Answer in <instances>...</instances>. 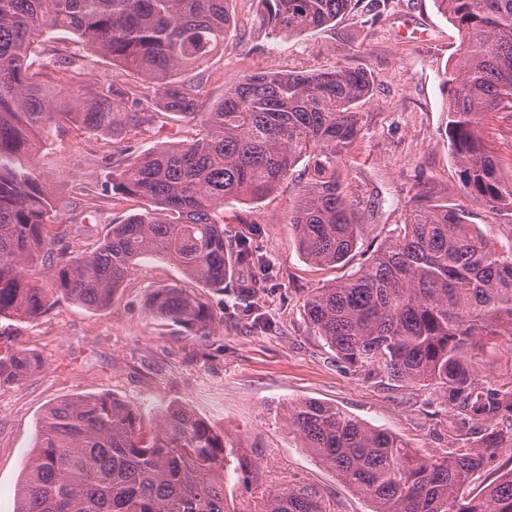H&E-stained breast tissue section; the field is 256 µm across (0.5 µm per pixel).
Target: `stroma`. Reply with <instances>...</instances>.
Wrapping results in <instances>:
<instances>
[{
    "label": "stroma",
    "mask_w": 512,
    "mask_h": 512,
    "mask_svg": "<svg viewBox=\"0 0 512 512\" xmlns=\"http://www.w3.org/2000/svg\"><path fill=\"white\" fill-rule=\"evenodd\" d=\"M228 7L237 29L226 48L186 75L201 84L204 106L221 100L225 87L244 75L269 69L297 73L349 65L371 73L372 92L359 105L362 132L342 164L361 224L358 246L347 263L334 266L314 265L300 254L288 222L305 179L299 165L262 201L225 202L228 253L247 240L270 279L247 299L235 286L242 269L233 267L224 292L205 297L213 316L210 335L186 332L149 312L155 289H196L159 257L132 265L109 307L61 300L38 320L6 329L0 345L27 349L43 368L0 387V512H14L15 490L45 411L82 395L123 400L137 409L146 431L160 411L186 406L223 430L226 444L239 448L267 481L316 484L336 512H371L372 505L289 432V403L336 405L425 453L445 451L455 433V420L425 391L338 359L313 329L305 300L312 289L358 270L403 222L421 188L432 202L463 208L467 223L496 248L512 247V210L493 211L465 199L444 134L448 95L441 74L457 60L456 29L434 0H356L335 25L290 36L270 32L258 0H230ZM200 130L194 122L178 123L164 131L132 130L115 140L61 126L41 146L36 166L61 210L65 244L91 251L113 224L143 210L144 201L117 199L107 190L113 169L130 156L192 140Z\"/></svg>",
    "instance_id": "1"
}]
</instances>
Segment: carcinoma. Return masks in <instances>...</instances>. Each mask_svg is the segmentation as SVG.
I'll return each instance as SVG.
<instances>
[{
	"instance_id": "carcinoma-1",
	"label": "carcinoma",
	"mask_w": 512,
	"mask_h": 512,
	"mask_svg": "<svg viewBox=\"0 0 512 512\" xmlns=\"http://www.w3.org/2000/svg\"><path fill=\"white\" fill-rule=\"evenodd\" d=\"M228 0H0V319L27 323L56 299L109 305L129 267L146 256L175 262L201 293L155 290L157 318L207 336L202 294L229 275L224 222L229 199L257 201L306 161L288 223L299 251L318 265L344 262L359 224L340 162L362 130L358 104L368 71L336 66L310 73L262 71L224 89L203 112L200 85L180 79L224 49L234 20ZM274 32L326 27L352 0H258ZM458 30L445 70L446 134L467 200L512 209V176L483 135L485 120L512 112V0H434ZM97 56L136 74L143 92L82 83ZM199 120L200 136L112 172V193L150 202L91 252L53 247L61 217L34 155L53 129L72 124L118 137L144 126ZM404 222L350 278L306 298L313 327L336 356L388 380L416 384L459 424L456 442L423 455L340 408L288 405V430L372 512H512V384L477 376L487 336L512 338V248L499 251L463 221L462 210L425 193ZM25 349L0 348V385L40 371ZM258 481L245 457L230 458L224 433L181 406L162 411L149 438L137 410L109 396L51 405L40 421L16 512H232L226 479ZM246 512H335L309 484L261 492Z\"/></svg>"
}]
</instances>
